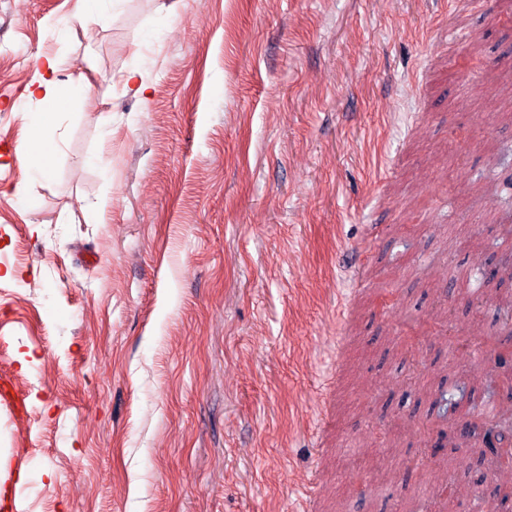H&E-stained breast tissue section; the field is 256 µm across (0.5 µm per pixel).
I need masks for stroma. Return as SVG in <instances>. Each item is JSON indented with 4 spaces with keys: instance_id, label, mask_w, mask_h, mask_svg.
I'll use <instances>...</instances> for the list:
<instances>
[{
    "instance_id": "35a3bbf8",
    "label": "stroma",
    "mask_w": 512,
    "mask_h": 512,
    "mask_svg": "<svg viewBox=\"0 0 512 512\" xmlns=\"http://www.w3.org/2000/svg\"><path fill=\"white\" fill-rule=\"evenodd\" d=\"M0 0V140L25 143L42 53L61 81L64 141L48 178L0 157V498L19 512H353L368 451L401 472L370 512L411 501L466 512L487 472L421 430L436 364H493L440 336L410 348L440 276L458 335H512L467 311L452 275L490 272L499 199L484 168L512 149L486 80L512 81L497 0ZM447 18L454 36L438 29ZM136 68L148 98L119 83ZM100 164H89L92 155ZM379 227L368 241L370 227ZM368 243L371 285L342 260ZM400 419L399 456L380 435ZM454 482L458 493L441 488Z\"/></svg>"
}]
</instances>
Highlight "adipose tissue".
<instances>
[{
    "label": "adipose tissue",
    "instance_id": "obj_1",
    "mask_svg": "<svg viewBox=\"0 0 512 512\" xmlns=\"http://www.w3.org/2000/svg\"><path fill=\"white\" fill-rule=\"evenodd\" d=\"M60 61L51 54L41 55L34 77L28 87L29 99L43 107L39 117L28 123L29 136L22 154L30 181L45 178L50 166L44 158L43 149L48 144V133L57 125L58 110L62 103V86L57 78Z\"/></svg>",
    "mask_w": 512,
    "mask_h": 512
}]
</instances>
